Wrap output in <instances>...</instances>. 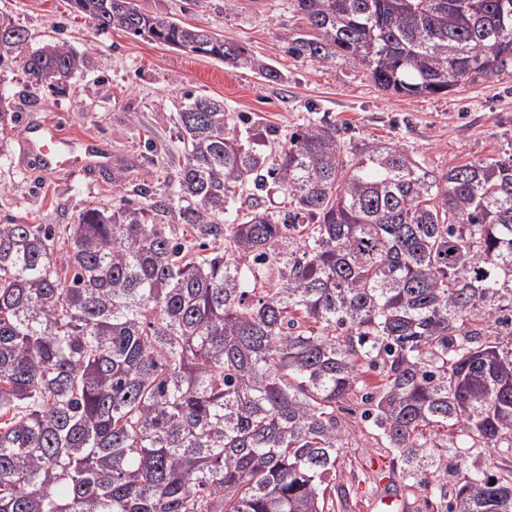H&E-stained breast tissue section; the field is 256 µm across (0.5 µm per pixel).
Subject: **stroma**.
Returning a JSON list of instances; mask_svg holds the SVG:
<instances>
[{
	"instance_id": "35a3bbf8",
	"label": "stroma",
	"mask_w": 512,
	"mask_h": 512,
	"mask_svg": "<svg viewBox=\"0 0 512 512\" xmlns=\"http://www.w3.org/2000/svg\"><path fill=\"white\" fill-rule=\"evenodd\" d=\"M149 14H166L223 32L276 67L279 83L119 32L99 30L74 13L70 0H0L31 34L32 48L65 41L84 58L67 90L32 85L22 70L0 73V91L22 115L0 155V217L30 224H70L91 205L111 206L112 188L144 206L173 192L183 163L177 112L186 93L223 100L247 146L275 160L300 125L335 121L348 150L370 142L397 143L426 168L441 171L479 159L512 155V64L490 77L468 80L438 96L404 97L379 90L357 61L326 64L288 55L282 41L301 24L290 0H134ZM57 125L73 138H90L111 157L55 172L43 171L27 151L23 125ZM393 450L379 436L360 433L343 449L336 482L348 504L336 512H379L381 495H399L408 512H445L422 487H407L393 466ZM512 469V449H463L448 457V485L470 470Z\"/></svg>"
}]
</instances>
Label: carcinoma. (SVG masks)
Instances as JSON below:
<instances>
[{
    "instance_id": "1",
    "label": "carcinoma",
    "mask_w": 512,
    "mask_h": 512,
    "mask_svg": "<svg viewBox=\"0 0 512 512\" xmlns=\"http://www.w3.org/2000/svg\"><path fill=\"white\" fill-rule=\"evenodd\" d=\"M72 3L101 30L281 81L210 28ZM291 6L289 55L351 57L392 94L512 62V0ZM29 41L0 13V71L59 85L84 65ZM186 99L177 207L0 219V512H334L346 413L446 512H512V471L473 470L451 499L447 481L449 430L512 448V157L435 172L394 143L351 155L323 118L270 167L224 102ZM270 179L284 215L258 196Z\"/></svg>"
}]
</instances>
